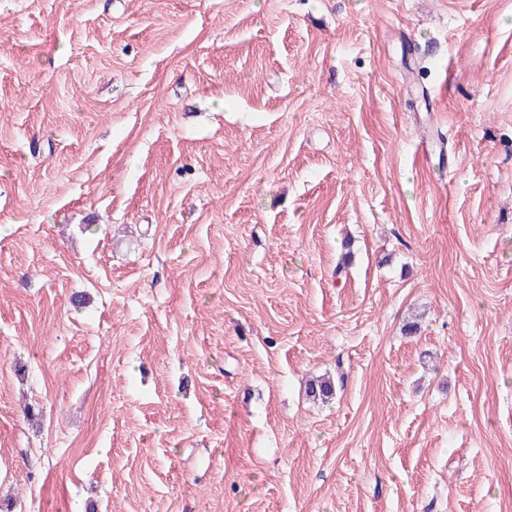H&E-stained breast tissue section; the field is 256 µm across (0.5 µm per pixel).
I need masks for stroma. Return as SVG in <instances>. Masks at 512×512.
Listing matches in <instances>:
<instances>
[{
  "label": "stroma",
  "instance_id": "obj_1",
  "mask_svg": "<svg viewBox=\"0 0 512 512\" xmlns=\"http://www.w3.org/2000/svg\"><path fill=\"white\" fill-rule=\"evenodd\" d=\"M86 506L512 512V0H0V512ZM306 393L314 402H327L336 393L335 383L330 376L315 377L307 384Z\"/></svg>",
  "mask_w": 512,
  "mask_h": 512
}]
</instances>
